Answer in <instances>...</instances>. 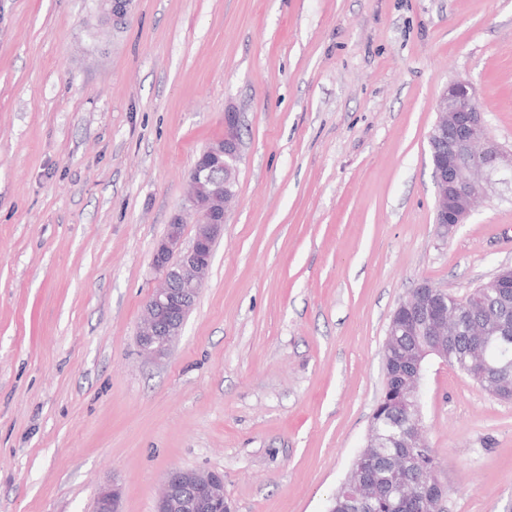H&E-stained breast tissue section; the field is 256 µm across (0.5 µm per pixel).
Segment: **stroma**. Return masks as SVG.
I'll list each match as a JSON object with an SVG mask.
<instances>
[{"label": "stroma", "instance_id": "stroma-1", "mask_svg": "<svg viewBox=\"0 0 512 512\" xmlns=\"http://www.w3.org/2000/svg\"><path fill=\"white\" fill-rule=\"evenodd\" d=\"M0 0V512H154L218 471L234 512H326L384 386L390 316L512 264V181L434 221L429 133L471 81L512 146V0ZM240 118L235 199L180 340L136 341L186 178ZM443 512H512V401L429 362ZM132 0L95 1V8L108 14L112 29H120L127 23L131 11ZM121 491L118 484L102 485L95 498L94 512H121Z\"/></svg>", "mask_w": 512, "mask_h": 512}]
</instances>
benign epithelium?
<instances>
[{
    "instance_id": "benign-epithelium-1",
    "label": "benign epithelium",
    "mask_w": 512,
    "mask_h": 512,
    "mask_svg": "<svg viewBox=\"0 0 512 512\" xmlns=\"http://www.w3.org/2000/svg\"><path fill=\"white\" fill-rule=\"evenodd\" d=\"M132 0H97L95 7L105 11L112 28L127 23ZM437 119L429 136L431 161L436 185L435 223L456 226L468 222L474 202L487 194L493 177L512 175V147L501 145L492 135L486 113L475 102V88L468 80L448 85L435 105ZM237 113L224 112V138L210 144L196 160L188 177L187 200L197 216L191 244L183 245L184 221L175 215L164 238L155 246L152 262L161 275L142 312L137 332L140 353L152 360L167 355L177 342L193 310L200 288L207 280L213 259V245L224 231L226 206L234 196L231 183L241 159ZM491 297L496 325L486 324L487 307L468 295L467 335L471 336L468 355L485 364V352L494 333L498 340L512 341V265L499 267L493 277L479 285ZM448 292L429 283L419 285L409 300L391 315L384 351L401 350L403 355L383 360L384 394L403 391L406 422L399 434L403 447L422 451L428 441L421 417L420 386L425 365L431 358L448 364V339L455 331L448 326ZM472 378L488 393L512 400V386L483 373ZM379 442L370 430L367 442L354 461L347 479L336 491L358 489L362 502L371 500L374 488L365 481L359 467L370 448ZM413 496L440 505L447 487L437 472L413 487ZM118 484H105L96 494L94 512H121ZM155 512H232L224 497V475L216 471L173 469L166 475Z\"/></svg>"
}]
</instances>
